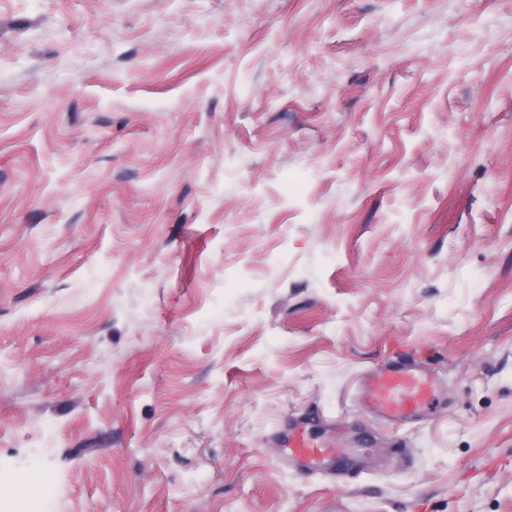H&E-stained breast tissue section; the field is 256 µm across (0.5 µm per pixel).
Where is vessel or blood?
<instances>
[{
    "instance_id": "1",
    "label": "vessel or blood",
    "mask_w": 512,
    "mask_h": 512,
    "mask_svg": "<svg viewBox=\"0 0 512 512\" xmlns=\"http://www.w3.org/2000/svg\"><path fill=\"white\" fill-rule=\"evenodd\" d=\"M436 376L413 357L394 356L360 380L359 405L386 422L417 421L434 407ZM312 417L296 418L281 435L280 444L290 459L305 471H335L349 460L350 450L333 441H319L310 434Z\"/></svg>"
}]
</instances>
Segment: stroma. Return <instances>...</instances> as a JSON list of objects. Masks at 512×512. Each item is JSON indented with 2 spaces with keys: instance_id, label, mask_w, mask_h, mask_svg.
<instances>
[{
  "instance_id": "35a3bbf8",
  "label": "stroma",
  "mask_w": 512,
  "mask_h": 512,
  "mask_svg": "<svg viewBox=\"0 0 512 512\" xmlns=\"http://www.w3.org/2000/svg\"><path fill=\"white\" fill-rule=\"evenodd\" d=\"M0 512H512V0H0ZM437 385L436 376L415 357L392 356L363 375L359 405L386 422L421 420L435 406ZM316 415L296 418L281 435L280 444L288 448L289 459L311 473L335 471L343 468L350 460V448L338 445L335 441H317L310 434Z\"/></svg>"
}]
</instances>
